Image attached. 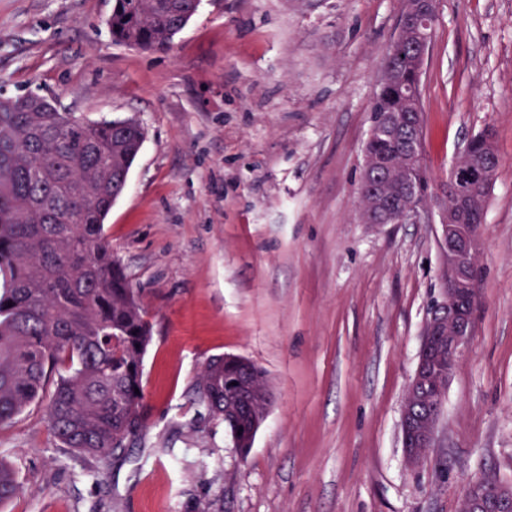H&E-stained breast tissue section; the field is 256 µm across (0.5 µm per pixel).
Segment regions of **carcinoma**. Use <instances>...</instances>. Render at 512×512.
Segmentation results:
<instances>
[{"mask_svg": "<svg viewBox=\"0 0 512 512\" xmlns=\"http://www.w3.org/2000/svg\"><path fill=\"white\" fill-rule=\"evenodd\" d=\"M200 0H114L112 41L165 52ZM436 22H403L384 61L390 76L375 94L372 120L409 119L405 135L382 129L365 143L360 205L365 219L381 202L424 208L436 197L423 164L405 161L408 135L424 149L421 42ZM146 139L135 119L88 121L38 94L0 111V426L46 402L63 447L97 459L125 450L143 427L142 361L151 341L147 312L103 240V224L126 187ZM500 163L495 138L479 136L448 176L443 198L450 233L481 224ZM247 385L252 407L239 408ZM198 401L252 447L271 392L265 372L238 358H211L195 380ZM15 469L0 460V512L18 491Z\"/></svg>", "mask_w": 512, "mask_h": 512, "instance_id": "1", "label": "carcinoma"}]
</instances>
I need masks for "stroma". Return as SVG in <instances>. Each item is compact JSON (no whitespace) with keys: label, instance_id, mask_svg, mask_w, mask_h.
Instances as JSON below:
<instances>
[{"label":"stroma","instance_id":"obj_1","mask_svg":"<svg viewBox=\"0 0 512 512\" xmlns=\"http://www.w3.org/2000/svg\"><path fill=\"white\" fill-rule=\"evenodd\" d=\"M112 2L0 0V95L147 130L104 224L152 325L144 429L102 464L31 405L0 426L8 512H459L476 476L512 480V0L437 2L429 173L447 181L488 126L500 166L474 334L414 464L400 418L442 288L436 227L367 224L358 204L403 0H201L163 53L113 43ZM220 354L270 384L246 452L194 392ZM18 480L15 469L0 459V511L4 512L7 505L18 491Z\"/></svg>","mask_w":512,"mask_h":512}]
</instances>
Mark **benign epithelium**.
Returning a JSON list of instances; mask_svg holds the SVG:
<instances>
[{"instance_id": "1", "label": "benign epithelium", "mask_w": 512, "mask_h": 512, "mask_svg": "<svg viewBox=\"0 0 512 512\" xmlns=\"http://www.w3.org/2000/svg\"><path fill=\"white\" fill-rule=\"evenodd\" d=\"M427 210H403L382 220V224H399L405 221H421L426 218ZM440 224L436 231L441 254V278L443 288L440 299L433 305L425 326L423 345L419 360L410 381L415 394L428 392V379L431 371L432 349L448 344V371L452 376L456 359L462 347L472 336L475 321L474 313L479 302V292L475 288L474 274L470 266L471 255L482 247L481 231L477 225H469L467 235L457 241H446L448 225L445 224L443 208H438ZM443 401L433 405L431 415L423 418L413 404L404 402L401 411V431L403 443L415 441L421 448H431L435 441L436 426L441 414ZM494 490L496 498L506 501L512 496V484L495 474L484 473L469 485V494L475 500L476 512H484L483 489Z\"/></svg>"}]
</instances>
